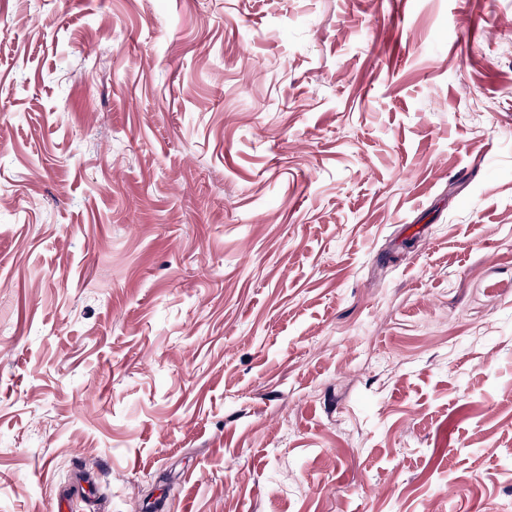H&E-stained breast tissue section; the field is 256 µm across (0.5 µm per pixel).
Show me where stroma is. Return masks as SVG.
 Instances as JSON below:
<instances>
[{
    "instance_id": "stroma-1",
    "label": "stroma",
    "mask_w": 512,
    "mask_h": 512,
    "mask_svg": "<svg viewBox=\"0 0 512 512\" xmlns=\"http://www.w3.org/2000/svg\"><path fill=\"white\" fill-rule=\"evenodd\" d=\"M0 87V512H512V0H0Z\"/></svg>"
}]
</instances>
